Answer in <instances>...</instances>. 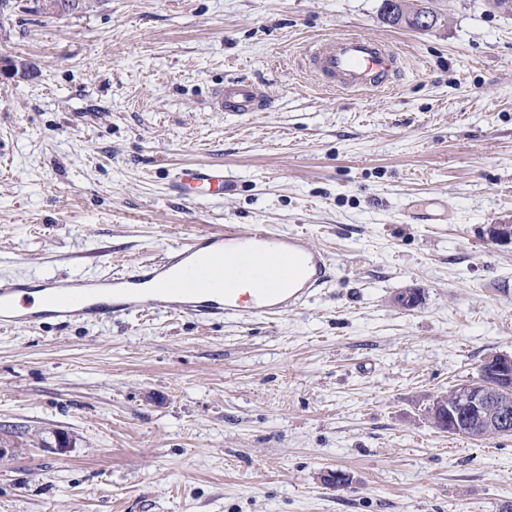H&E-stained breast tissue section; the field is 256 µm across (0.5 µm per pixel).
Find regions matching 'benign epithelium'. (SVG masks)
Returning <instances> with one entry per match:
<instances>
[{
  "label": "benign epithelium",
  "mask_w": 512,
  "mask_h": 512,
  "mask_svg": "<svg viewBox=\"0 0 512 512\" xmlns=\"http://www.w3.org/2000/svg\"><path fill=\"white\" fill-rule=\"evenodd\" d=\"M488 238L496 245H512V224H491ZM483 379L461 386L456 399L441 393L424 408V417L432 426L452 435L482 440L490 431L508 425L512 417V355L490 353L481 364Z\"/></svg>",
  "instance_id": "benign-epithelium-1"
}]
</instances>
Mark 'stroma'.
Listing matches in <instances>:
<instances>
[{"label": "stroma", "mask_w": 512, "mask_h": 512, "mask_svg": "<svg viewBox=\"0 0 512 512\" xmlns=\"http://www.w3.org/2000/svg\"><path fill=\"white\" fill-rule=\"evenodd\" d=\"M102 0L0 17V278L99 277L227 224L307 233L338 274L280 320L146 311L0 329V512H506L512 436L423 409L512 354V14L433 0ZM344 32L402 58L385 89L325 90L298 59ZM256 85L267 107L211 100ZM218 164L236 188L173 196ZM416 290L412 309L395 297ZM66 448H58V438ZM342 470L343 489L324 476ZM215 109L243 115L253 112L260 106L261 100L255 89L245 83H231L219 90L215 97Z\"/></svg>", "instance_id": "stroma-1"}]
</instances>
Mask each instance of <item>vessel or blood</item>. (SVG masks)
I'll use <instances>...</instances> for the list:
<instances>
[{
	"mask_svg": "<svg viewBox=\"0 0 512 512\" xmlns=\"http://www.w3.org/2000/svg\"><path fill=\"white\" fill-rule=\"evenodd\" d=\"M305 58L322 86L352 92L384 87L399 63L398 53L386 41L357 34L313 43ZM260 103L251 85L235 82L217 92L215 108L242 115ZM224 188L223 169L211 165L182 168L172 183L173 191L184 196H220ZM244 276L259 284L248 304L237 288ZM334 277L327 254L307 234L276 232L266 224H228L121 274L47 281L40 307L27 312L19 309L18 297L28 292V283L1 279L0 325H33L49 319L64 327L146 309L191 317L274 320L297 310Z\"/></svg>",
	"mask_w": 512,
	"mask_h": 512,
	"instance_id": "1",
	"label": "vessel or blood"
}]
</instances>
